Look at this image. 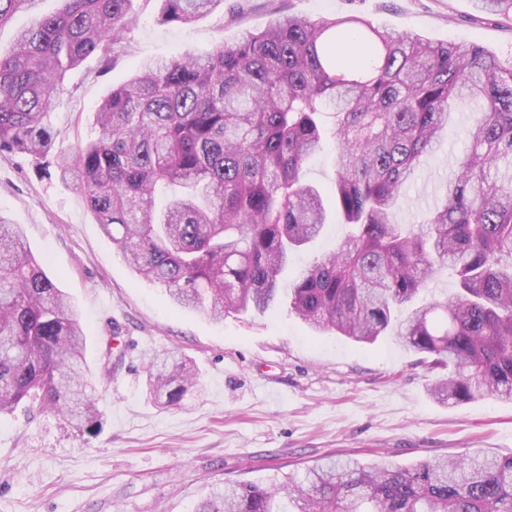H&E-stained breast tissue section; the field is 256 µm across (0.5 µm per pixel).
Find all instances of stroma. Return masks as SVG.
<instances>
[{
  "mask_svg": "<svg viewBox=\"0 0 512 512\" xmlns=\"http://www.w3.org/2000/svg\"><path fill=\"white\" fill-rule=\"evenodd\" d=\"M159 6L133 0L126 51L108 65L90 56L68 74L51 118L57 146L94 137L99 104L145 60L206 53L281 14L356 15L512 59V24L477 0H224L189 26L157 24ZM475 108L458 104L447 135L403 187L398 223L419 228L442 202L470 147ZM0 213L23 225L28 248L80 309L102 396L93 436L51 414L0 417V512H194L224 482L264 485L329 454L368 466L512 456V401L436 399L435 373L393 338L358 345L316 334L284 306L221 323L175 306L113 247L77 179L46 174L29 156L0 154ZM163 354L190 358L198 374L167 409L147 393L149 364Z\"/></svg>",
  "mask_w": 512,
  "mask_h": 512,
  "instance_id": "1",
  "label": "stroma"
}]
</instances>
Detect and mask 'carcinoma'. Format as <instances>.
<instances>
[{
    "label": "carcinoma",
    "instance_id": "1",
    "mask_svg": "<svg viewBox=\"0 0 512 512\" xmlns=\"http://www.w3.org/2000/svg\"><path fill=\"white\" fill-rule=\"evenodd\" d=\"M0 0V152L76 172L104 234L141 278L213 319L289 308L310 327L373 343L395 333L446 375L454 405L512 400V62L360 16L283 15L206 54L146 63L95 112L97 135L55 146L50 123L67 73L125 51L132 0ZM512 21V0H481ZM223 0H160L161 25H189ZM482 103L444 203L419 229L394 218L401 190L448 131L457 100ZM336 143L335 219L348 232L286 285L294 253L328 212L303 180ZM451 296L420 300L439 269ZM75 305L0 215V415L50 413L80 432L99 422ZM192 365L158 358L148 391L178 404ZM512 512V456L476 454L409 468L328 457L266 486L226 483L195 512Z\"/></svg>",
    "mask_w": 512,
    "mask_h": 512
}]
</instances>
